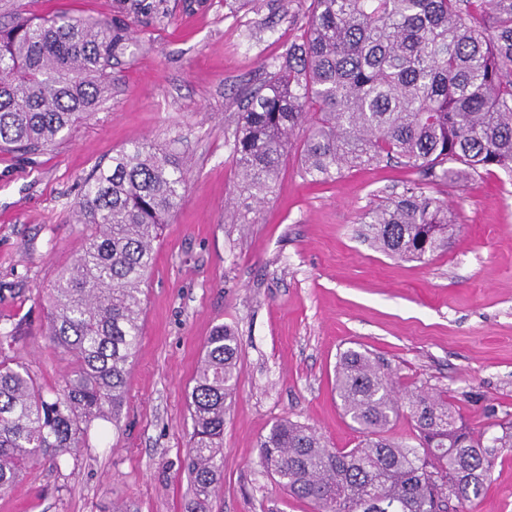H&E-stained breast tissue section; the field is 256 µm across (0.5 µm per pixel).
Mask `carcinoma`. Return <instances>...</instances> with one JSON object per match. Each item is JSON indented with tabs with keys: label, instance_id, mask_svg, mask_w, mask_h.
Instances as JSON below:
<instances>
[{
	"label": "carcinoma",
	"instance_id": "obj_1",
	"mask_svg": "<svg viewBox=\"0 0 512 512\" xmlns=\"http://www.w3.org/2000/svg\"><path fill=\"white\" fill-rule=\"evenodd\" d=\"M300 42L247 92L230 143L236 192L272 193L297 147L316 181L396 160L429 184L462 183L497 168L512 177V0H311ZM128 27L68 15L17 17L0 27V149L36 153L97 110ZM184 168L132 141L97 165L76 204L92 228L82 254L48 291L44 338L74 360L49 390L0 357V489L29 464L54 465L82 447L85 428L118 426L142 327L141 285L161 230L183 201ZM377 249L423 260L448 249L447 206L414 184L368 213ZM240 344L224 325L208 337L190 393L193 425L185 512H208L224 475V413ZM336 389L358 444L331 448L316 429L276 422L259 443L263 471L313 512H471L512 425L474 433L441 394L400 391L365 352L340 355ZM415 442L391 436L402 415Z\"/></svg>",
	"mask_w": 512,
	"mask_h": 512
}]
</instances>
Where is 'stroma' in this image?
Returning a JSON list of instances; mask_svg holds the SVG:
<instances>
[{
	"mask_svg": "<svg viewBox=\"0 0 512 512\" xmlns=\"http://www.w3.org/2000/svg\"><path fill=\"white\" fill-rule=\"evenodd\" d=\"M310 0H0V23L57 12L129 24L112 93L67 137L36 154L0 152V334L6 354L47 387L70 356L46 346V294L81 254L80 184L131 140L187 172L142 285V336L118 425L97 420L77 458L34 463L0 491V512H184L192 420L187 395L215 327L233 328L240 370L224 418V478L210 512H312L262 470L273 423L314 427L333 448L359 441L336 394L349 349L400 387L447 395L479 432L512 419V181L499 170L433 193L456 217L445 252L398 259L376 249L365 217L420 175L396 161L313 182L290 151L272 194L246 218L233 205L227 142L246 90L265 80ZM473 512H512V452L496 458Z\"/></svg>",
	"mask_w": 512,
	"mask_h": 512,
	"instance_id": "1",
	"label": "stroma"
}]
</instances>
